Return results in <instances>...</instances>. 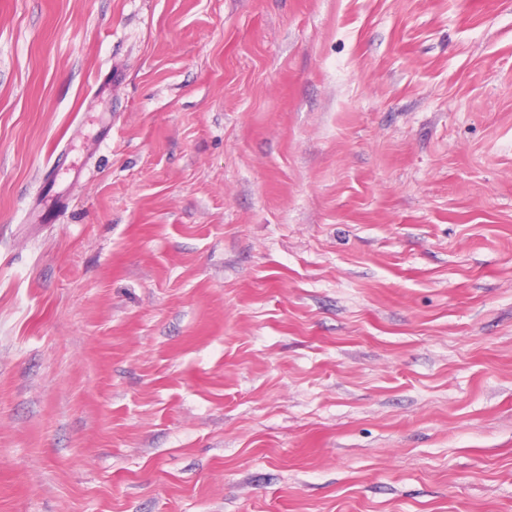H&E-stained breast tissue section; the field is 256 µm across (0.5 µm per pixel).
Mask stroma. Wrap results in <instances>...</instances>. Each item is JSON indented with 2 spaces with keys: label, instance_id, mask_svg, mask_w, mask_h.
<instances>
[{
  "label": "stroma",
  "instance_id": "obj_1",
  "mask_svg": "<svg viewBox=\"0 0 512 512\" xmlns=\"http://www.w3.org/2000/svg\"><path fill=\"white\" fill-rule=\"evenodd\" d=\"M0 512H512V0H0Z\"/></svg>",
  "mask_w": 512,
  "mask_h": 512
}]
</instances>
